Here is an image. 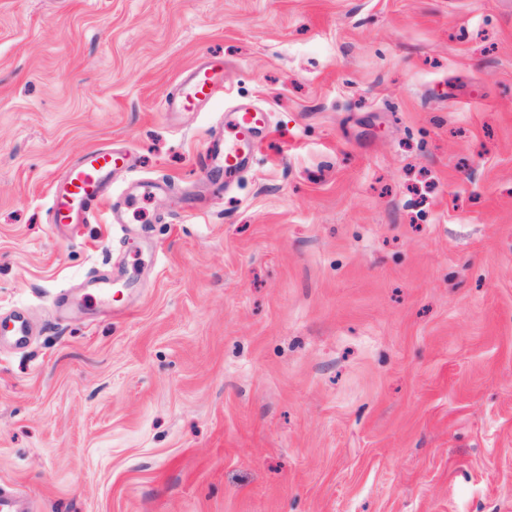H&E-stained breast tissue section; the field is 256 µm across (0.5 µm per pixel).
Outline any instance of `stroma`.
I'll use <instances>...</instances> for the list:
<instances>
[{
    "label": "stroma",
    "mask_w": 512,
    "mask_h": 512,
    "mask_svg": "<svg viewBox=\"0 0 512 512\" xmlns=\"http://www.w3.org/2000/svg\"><path fill=\"white\" fill-rule=\"evenodd\" d=\"M202 59L223 96L162 112ZM240 104L270 133L200 173ZM107 145L113 201L170 189L62 237L52 184ZM14 308L30 512H512V0H0ZM8 316V327H11L8 332L12 337L13 344L18 347H23L28 343L30 336V325L22 312H14Z\"/></svg>",
    "instance_id": "stroma-1"
}]
</instances>
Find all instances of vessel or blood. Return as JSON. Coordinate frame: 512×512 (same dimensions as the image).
Here are the masks:
<instances>
[{
    "label": "vessel or blood",
    "instance_id": "obj_1",
    "mask_svg": "<svg viewBox=\"0 0 512 512\" xmlns=\"http://www.w3.org/2000/svg\"><path fill=\"white\" fill-rule=\"evenodd\" d=\"M224 84L223 70L215 64L193 67L184 90L176 96H165L164 111L178 113L192 110L198 103L212 98ZM268 114L257 109L237 111L234 140L210 158L201 159L199 167L208 170L216 164L225 175L238 172L251 155L253 138L266 127ZM126 165L123 153L99 147L88 149L74 164L67 167L55 184L51 199V219L59 225L94 224L106 206V189L113 173Z\"/></svg>",
    "mask_w": 512,
    "mask_h": 512
}]
</instances>
